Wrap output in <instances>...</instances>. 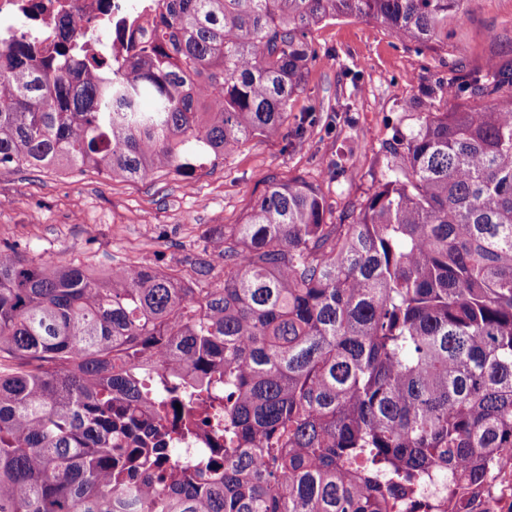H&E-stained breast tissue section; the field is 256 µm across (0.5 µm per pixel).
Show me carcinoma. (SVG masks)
Returning <instances> with one entry per match:
<instances>
[{
  "mask_svg": "<svg viewBox=\"0 0 512 512\" xmlns=\"http://www.w3.org/2000/svg\"><path fill=\"white\" fill-rule=\"evenodd\" d=\"M462 0H163L125 58L0 47V165L183 174L281 133L308 30L425 48ZM512 70L397 129L350 224L270 181L194 277L0 246V512H475L512 458ZM224 282L209 288L213 262ZM214 454L176 461L173 434Z\"/></svg>",
  "mask_w": 512,
  "mask_h": 512,
  "instance_id": "1",
  "label": "carcinoma"
}]
</instances>
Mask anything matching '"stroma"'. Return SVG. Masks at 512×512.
<instances>
[{
  "label": "stroma",
  "mask_w": 512,
  "mask_h": 512,
  "mask_svg": "<svg viewBox=\"0 0 512 512\" xmlns=\"http://www.w3.org/2000/svg\"><path fill=\"white\" fill-rule=\"evenodd\" d=\"M315 55L277 138L253 139L182 176L142 180L93 170L0 168V243L28 259L77 263L98 273L131 262L186 272L200 236L242 223L270 180L304 177L319 189L333 224L382 180L395 129L455 102L441 95L459 72L512 66V0H463L448 43L429 50L379 22L340 17L312 28ZM304 126L301 144L291 132Z\"/></svg>",
  "instance_id": "obj_1"
}]
</instances>
